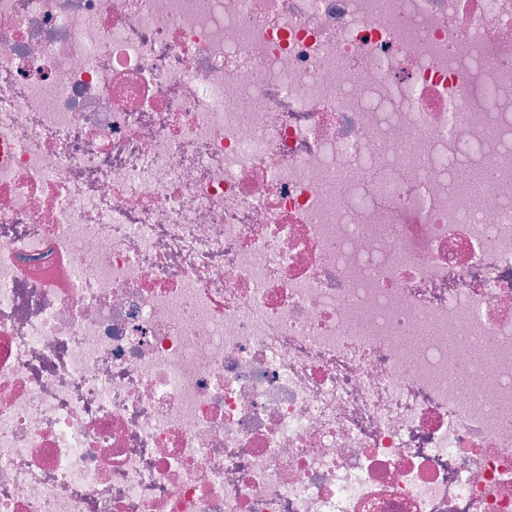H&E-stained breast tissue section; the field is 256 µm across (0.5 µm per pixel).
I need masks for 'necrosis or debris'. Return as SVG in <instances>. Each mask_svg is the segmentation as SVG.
<instances>
[{"label":"necrosis or debris","instance_id":"necrosis-or-debris-1","mask_svg":"<svg viewBox=\"0 0 512 512\" xmlns=\"http://www.w3.org/2000/svg\"><path fill=\"white\" fill-rule=\"evenodd\" d=\"M0 512H512V0H0Z\"/></svg>","mask_w":512,"mask_h":512}]
</instances>
